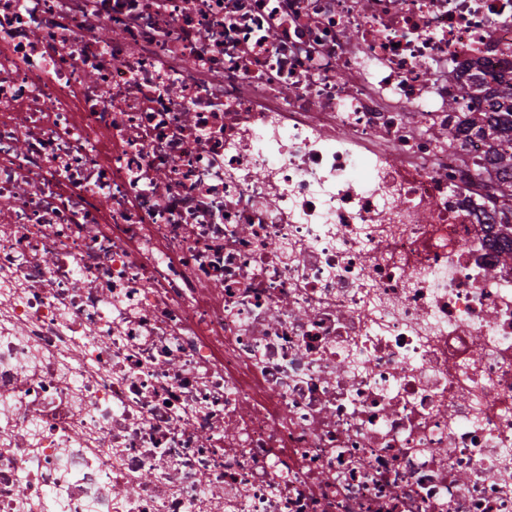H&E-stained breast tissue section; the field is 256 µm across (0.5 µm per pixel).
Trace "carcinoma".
Returning a JSON list of instances; mask_svg holds the SVG:
<instances>
[{"mask_svg": "<svg viewBox=\"0 0 512 512\" xmlns=\"http://www.w3.org/2000/svg\"><path fill=\"white\" fill-rule=\"evenodd\" d=\"M489 101L487 112H465L462 127L448 128V140L456 142L463 133H473L490 142L488 167L476 172L496 174L492 200H512V75L506 72L490 73V79L479 83Z\"/></svg>", "mask_w": 512, "mask_h": 512, "instance_id": "carcinoma-1", "label": "carcinoma"}]
</instances>
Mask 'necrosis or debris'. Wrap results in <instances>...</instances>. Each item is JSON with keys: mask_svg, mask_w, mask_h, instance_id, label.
<instances>
[{"mask_svg": "<svg viewBox=\"0 0 512 512\" xmlns=\"http://www.w3.org/2000/svg\"><path fill=\"white\" fill-rule=\"evenodd\" d=\"M511 70L512 0H0V512H512ZM490 80L482 79L478 84L483 87L484 97L489 101L487 112H462L463 129L449 127L448 140H460L462 133L473 132L475 136L490 142L491 154L488 158L490 168L479 169L478 179L485 173L496 174L492 200L498 197L512 201V75L507 72L489 73Z\"/></svg>", "mask_w": 512, "mask_h": 512, "instance_id": "1", "label": "necrosis or debris"}]
</instances>
